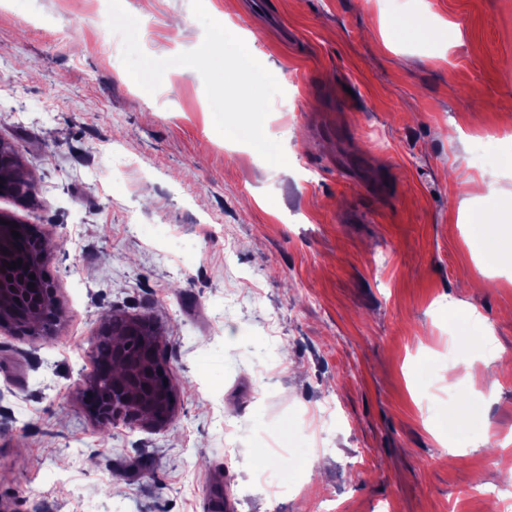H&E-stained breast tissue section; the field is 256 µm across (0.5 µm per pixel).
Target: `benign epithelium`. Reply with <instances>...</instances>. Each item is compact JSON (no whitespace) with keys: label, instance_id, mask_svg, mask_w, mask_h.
<instances>
[{"label":"benign epithelium","instance_id":"7a95c632","mask_svg":"<svg viewBox=\"0 0 512 512\" xmlns=\"http://www.w3.org/2000/svg\"><path fill=\"white\" fill-rule=\"evenodd\" d=\"M13 242L0 225V326H11L19 314H24L29 324L41 333L50 328L46 323L47 309L55 308V290L48 281L37 288L29 286L32 279L19 274L5 263L13 262ZM127 334L138 335L141 347L129 352L122 343L113 344L109 361L122 367L113 376L110 395L99 398V384L96 379L88 380L83 389V400L94 420L99 424L123 423L131 427L159 429L173 416L176 394L166 379L160 349L153 337L140 335V329L149 325L145 316L125 317Z\"/></svg>","mask_w":512,"mask_h":512}]
</instances>
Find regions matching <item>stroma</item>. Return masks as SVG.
<instances>
[{
    "mask_svg": "<svg viewBox=\"0 0 512 512\" xmlns=\"http://www.w3.org/2000/svg\"><path fill=\"white\" fill-rule=\"evenodd\" d=\"M204 0L283 89L287 166L214 129L201 75L155 93L95 14L0 0V141L37 181L59 318L0 328V512H453L512 437V0ZM154 58L191 0H122ZM448 21L447 39L437 32ZM149 316L172 420L102 439L107 316ZM452 401L477 414L445 439Z\"/></svg>",
    "mask_w": 512,
    "mask_h": 512,
    "instance_id": "obj_1",
    "label": "stroma"
}]
</instances>
